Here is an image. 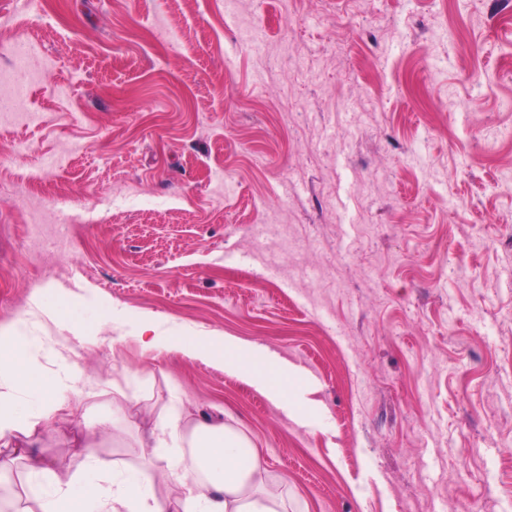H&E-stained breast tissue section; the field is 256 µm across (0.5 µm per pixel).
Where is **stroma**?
<instances>
[{
	"instance_id": "35a3bbf8",
	"label": "stroma",
	"mask_w": 512,
	"mask_h": 512,
	"mask_svg": "<svg viewBox=\"0 0 512 512\" xmlns=\"http://www.w3.org/2000/svg\"><path fill=\"white\" fill-rule=\"evenodd\" d=\"M21 31L53 63L31 103L72 119H0V327L53 288L89 328L31 329V365L78 374L46 457L87 444L178 498L170 449L139 448L177 394L185 427L251 440L287 512H512V0H0V43ZM24 193L93 220L59 239ZM148 322L275 352L305 424L143 352Z\"/></svg>"
}]
</instances>
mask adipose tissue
I'll return each mask as SVG.
<instances>
[{"mask_svg": "<svg viewBox=\"0 0 512 512\" xmlns=\"http://www.w3.org/2000/svg\"><path fill=\"white\" fill-rule=\"evenodd\" d=\"M180 342L188 357L238 372L273 400L299 385L298 372L235 338L184 336ZM29 345L20 328H0V468L19 460L30 476L48 477L41 512H286L277 496L266 493L264 461L245 437L217 420L184 431L176 409L157 416L141 452L150 457L155 449H173L167 471L183 488L179 502L155 494L152 469L119 474L103 466L91 449L77 468H52L36 446L45 424L68 410L73 378L31 366ZM26 395L31 398L27 404L22 401ZM185 445L190 454H180Z\"/></svg>", "mask_w": 512, "mask_h": 512, "instance_id": "1", "label": "adipose tissue"}]
</instances>
